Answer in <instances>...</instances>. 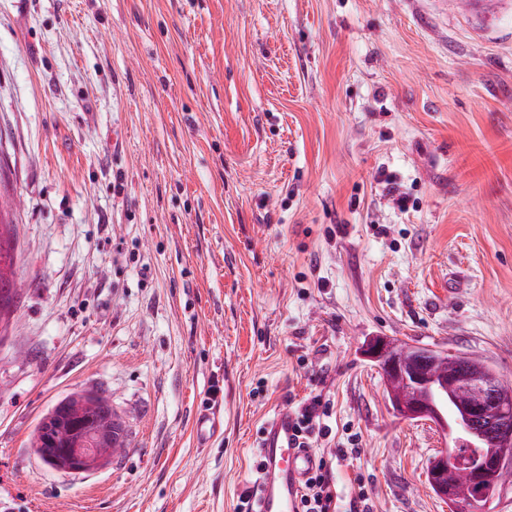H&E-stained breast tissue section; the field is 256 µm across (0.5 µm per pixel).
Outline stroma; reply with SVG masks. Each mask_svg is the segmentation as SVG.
<instances>
[{
    "instance_id": "35a3bbf8",
    "label": "stroma",
    "mask_w": 512,
    "mask_h": 512,
    "mask_svg": "<svg viewBox=\"0 0 512 512\" xmlns=\"http://www.w3.org/2000/svg\"><path fill=\"white\" fill-rule=\"evenodd\" d=\"M0 147L27 283L0 512H234L266 421L316 394L360 448L332 460L342 508L451 512L447 437L364 348L512 378V0H0ZM92 388L124 449L48 469L39 420ZM398 415L405 420H424L435 422L432 418L433 411L430 403L421 397L402 405L398 409ZM218 426V418L213 403L208 402L201 406L195 417L196 434L199 440L206 443L215 433ZM109 458L94 456L89 448H73L63 458L67 473L85 472L103 466Z\"/></svg>"
}]
</instances>
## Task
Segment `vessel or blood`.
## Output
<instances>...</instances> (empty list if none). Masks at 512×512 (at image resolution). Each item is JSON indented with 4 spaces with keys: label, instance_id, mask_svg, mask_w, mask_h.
<instances>
[{
    "label": "vessel or blood",
    "instance_id": "1",
    "mask_svg": "<svg viewBox=\"0 0 512 512\" xmlns=\"http://www.w3.org/2000/svg\"><path fill=\"white\" fill-rule=\"evenodd\" d=\"M295 424L292 412L281 409L263 430L260 454L264 466L258 484V512H295L301 486L318 464L312 449L299 447ZM217 426L213 404L201 406L195 417L199 440L208 441Z\"/></svg>",
    "mask_w": 512,
    "mask_h": 512
}]
</instances>
